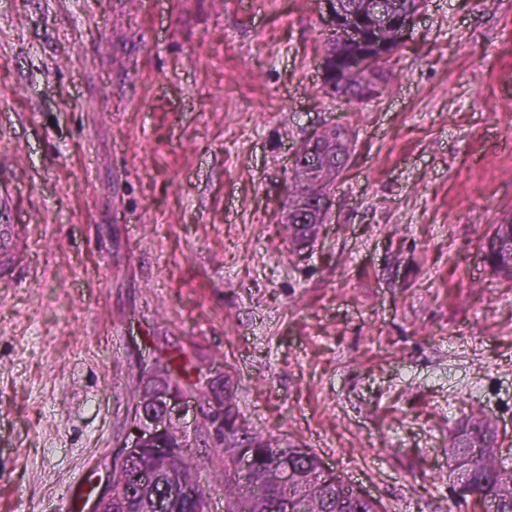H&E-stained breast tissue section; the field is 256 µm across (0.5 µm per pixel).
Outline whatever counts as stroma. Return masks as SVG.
<instances>
[{"instance_id": "1", "label": "stroma", "mask_w": 512, "mask_h": 512, "mask_svg": "<svg viewBox=\"0 0 512 512\" xmlns=\"http://www.w3.org/2000/svg\"><path fill=\"white\" fill-rule=\"evenodd\" d=\"M324 49L322 0H0V156L35 228L0 284V512H82L141 365L178 350L380 512H472L448 478L471 415L512 467V280L483 251L512 216V0H425L368 102L324 88ZM331 122L352 155L299 259L289 161Z\"/></svg>"}]
</instances>
